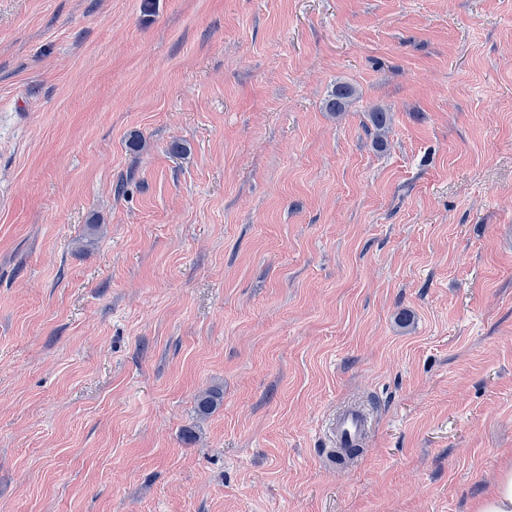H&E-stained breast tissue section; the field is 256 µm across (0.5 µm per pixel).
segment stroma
<instances>
[{
  "label": "stroma",
  "mask_w": 512,
  "mask_h": 512,
  "mask_svg": "<svg viewBox=\"0 0 512 512\" xmlns=\"http://www.w3.org/2000/svg\"><path fill=\"white\" fill-rule=\"evenodd\" d=\"M510 460L512 0H0V512H472ZM371 426L368 411L357 406H347L336 412V421L331 427L336 448H359L364 446Z\"/></svg>",
  "instance_id": "obj_1"
}]
</instances>
